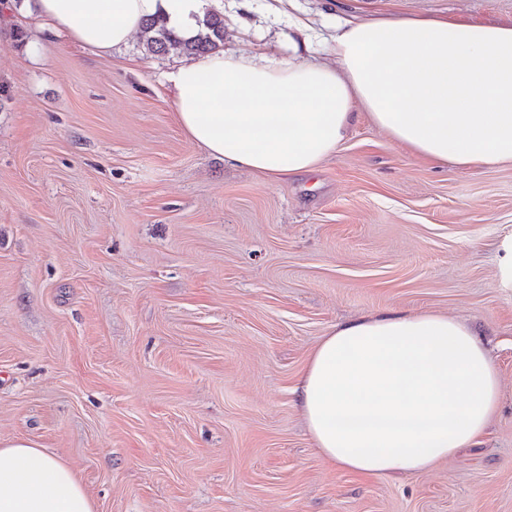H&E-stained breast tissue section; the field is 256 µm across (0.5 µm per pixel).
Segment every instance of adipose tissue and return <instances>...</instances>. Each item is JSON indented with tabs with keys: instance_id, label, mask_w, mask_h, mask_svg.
I'll use <instances>...</instances> for the list:
<instances>
[{
	"instance_id": "1",
	"label": "adipose tissue",
	"mask_w": 512,
	"mask_h": 512,
	"mask_svg": "<svg viewBox=\"0 0 512 512\" xmlns=\"http://www.w3.org/2000/svg\"><path fill=\"white\" fill-rule=\"evenodd\" d=\"M207 0H37L41 28L109 53L166 18L190 36ZM335 64L215 51L170 72L176 119L209 154L272 178L316 172L366 116L445 170L512 165V23L346 22ZM319 454L369 476L420 474L480 438L501 387L463 320L393 312L334 326L296 390ZM0 512H95L75 471L27 441L0 447Z\"/></svg>"
}]
</instances>
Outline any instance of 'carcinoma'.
Returning <instances> with one entry per match:
<instances>
[{"mask_svg": "<svg viewBox=\"0 0 512 512\" xmlns=\"http://www.w3.org/2000/svg\"><path fill=\"white\" fill-rule=\"evenodd\" d=\"M142 43L151 54L176 50L186 56H200L220 47L224 42V18L218 13L207 14L198 32L184 37L167 26L160 18L147 19L141 28Z\"/></svg>", "mask_w": 512, "mask_h": 512, "instance_id": "obj_1", "label": "carcinoma"}]
</instances>
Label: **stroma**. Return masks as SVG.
Instances as JSON below:
<instances>
[{
    "label": "stroma",
    "instance_id": "obj_1",
    "mask_svg": "<svg viewBox=\"0 0 512 512\" xmlns=\"http://www.w3.org/2000/svg\"><path fill=\"white\" fill-rule=\"evenodd\" d=\"M224 51L332 62L348 20L511 23L512 0H209ZM184 55L46 35L0 0V446L96 512H512V167L450 171L368 120L313 175L225 163L179 126ZM464 320L502 400L477 445L371 477L316 451L295 388L336 324Z\"/></svg>",
    "mask_w": 512,
    "mask_h": 512
}]
</instances>
